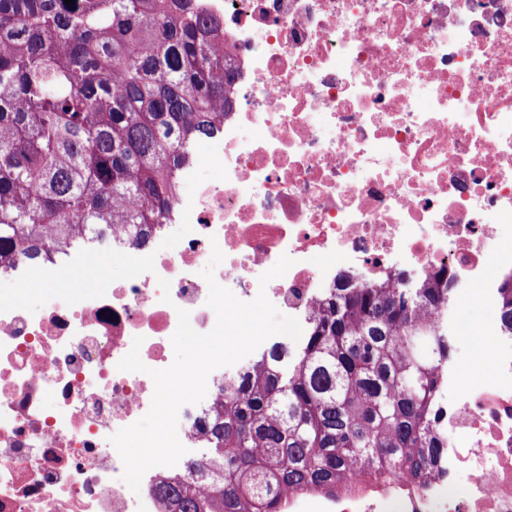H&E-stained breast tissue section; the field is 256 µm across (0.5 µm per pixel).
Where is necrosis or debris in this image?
Masks as SVG:
<instances>
[{
    "label": "necrosis or debris",
    "instance_id": "4bbe7bcc",
    "mask_svg": "<svg viewBox=\"0 0 512 512\" xmlns=\"http://www.w3.org/2000/svg\"><path fill=\"white\" fill-rule=\"evenodd\" d=\"M224 24V124L182 174L165 224L144 248L112 231L123 273L87 289L78 265L33 262L53 295L0 296V512H167L157 466L139 491L110 441L147 414L150 370L172 363L178 312L215 326L200 275L224 250L218 284L307 321L342 274L452 276L453 310L495 303L512 272V0H197ZM283 277L259 278L281 256ZM497 364L471 355L446 375L448 449L423 491L377 473L329 498L295 492L286 512H512V336L484 330ZM141 339L146 372L118 364ZM183 406L178 437L224 386Z\"/></svg>",
    "mask_w": 512,
    "mask_h": 512
}]
</instances>
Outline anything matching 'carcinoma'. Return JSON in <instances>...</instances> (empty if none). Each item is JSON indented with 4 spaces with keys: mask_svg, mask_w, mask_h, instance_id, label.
<instances>
[{
    "mask_svg": "<svg viewBox=\"0 0 512 512\" xmlns=\"http://www.w3.org/2000/svg\"><path fill=\"white\" fill-rule=\"evenodd\" d=\"M224 26L193 0H0V266L108 241L145 247L193 145L224 124ZM452 279L349 274L300 343L235 374L195 427L208 492L163 483L168 512H284L357 468L425 480L448 447L440 367L454 358ZM497 325L512 335V273Z\"/></svg>",
    "mask_w": 512,
    "mask_h": 512,
    "instance_id": "cac0c4a2",
    "label": "carcinoma"
}]
</instances>
